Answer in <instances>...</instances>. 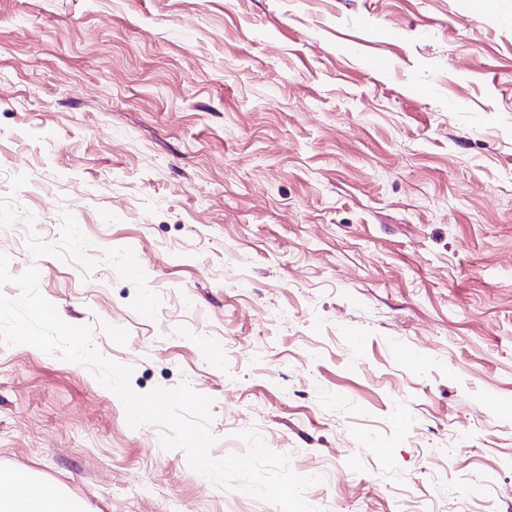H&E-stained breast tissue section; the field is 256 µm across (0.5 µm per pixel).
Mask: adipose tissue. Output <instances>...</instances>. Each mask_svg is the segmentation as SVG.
<instances>
[{"instance_id":"ef3b65f1","label":"adipose tissue","mask_w":512,"mask_h":512,"mask_svg":"<svg viewBox=\"0 0 512 512\" xmlns=\"http://www.w3.org/2000/svg\"><path fill=\"white\" fill-rule=\"evenodd\" d=\"M0 512H84L78 499L48 495L39 482L25 473L0 476Z\"/></svg>"}]
</instances>
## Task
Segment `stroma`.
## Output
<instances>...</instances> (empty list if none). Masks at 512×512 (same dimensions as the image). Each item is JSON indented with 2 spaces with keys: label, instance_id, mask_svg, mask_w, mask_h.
<instances>
[{
  "label": "stroma",
  "instance_id": "obj_1",
  "mask_svg": "<svg viewBox=\"0 0 512 512\" xmlns=\"http://www.w3.org/2000/svg\"><path fill=\"white\" fill-rule=\"evenodd\" d=\"M0 253L318 512H512V0H0ZM160 434L0 343V471L279 512Z\"/></svg>",
  "mask_w": 512,
  "mask_h": 512
}]
</instances>
